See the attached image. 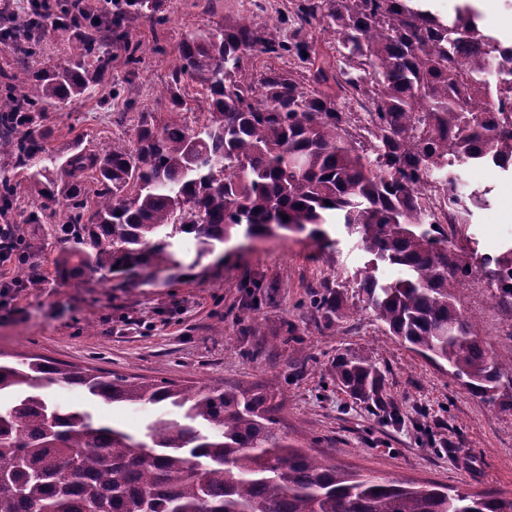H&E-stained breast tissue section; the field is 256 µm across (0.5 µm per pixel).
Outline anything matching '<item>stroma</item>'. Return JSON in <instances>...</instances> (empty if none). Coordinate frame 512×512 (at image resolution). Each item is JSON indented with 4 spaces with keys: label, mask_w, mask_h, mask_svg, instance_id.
Returning <instances> with one entry per match:
<instances>
[{
    "label": "stroma",
    "mask_w": 512,
    "mask_h": 512,
    "mask_svg": "<svg viewBox=\"0 0 512 512\" xmlns=\"http://www.w3.org/2000/svg\"><path fill=\"white\" fill-rule=\"evenodd\" d=\"M153 2L156 21L137 16L128 23L141 45L139 62L128 64L123 49L113 48L103 85L47 112L53 161L78 148L128 141L138 113L165 119L160 91L186 34L245 15L273 24L292 13L294 0ZM463 176L493 187L491 208L478 213L470 231L480 253L497 255L512 242V178L486 167ZM38 199L36 190H21L14 220L41 286L0 288L1 353L184 385L259 384L273 393L277 426L289 440L328 454L339 468L512 499V394L486 403L461 386L447 363L386 335L360 306L353 272L365 257L342 224L330 225L326 245L284 230L254 238L239 232L192 268L134 280L106 271L62 278L56 260L65 241L56 215L63 206L54 204L44 223H25ZM328 288L352 313L330 320L312 305V294ZM486 294L464 288L459 299L479 336L504 353L512 349V317L498 314L500 326L491 330L482 313ZM360 353L371 355L382 374V404L355 399L330 374L336 357Z\"/></svg>",
    "instance_id": "1"
}]
</instances>
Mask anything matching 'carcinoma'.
Wrapping results in <instances>:
<instances>
[{"label":"carcinoma","instance_id":"carcinoma-1","mask_svg":"<svg viewBox=\"0 0 512 512\" xmlns=\"http://www.w3.org/2000/svg\"><path fill=\"white\" fill-rule=\"evenodd\" d=\"M149 3L129 0L105 26L91 13L61 12V26L83 30L79 56L64 66L36 60L49 20L0 25V45L17 54L0 96V155L13 168L0 175V218L21 185L62 182L69 247L57 266L67 277L180 267L178 236L192 241L196 262L239 229L259 237L278 224L321 241L335 212L368 257L354 273L364 307L386 333L446 362L470 393L495 403L499 382L512 378V349L488 347L457 298L478 277L512 314V244L480 258L468 234L492 190L462 182L468 167L512 174V54L498 53L477 8L458 4L446 20L428 0H298L290 40L250 16L190 32L166 85L167 118L142 112L134 139L78 148L51 172L45 115L109 76L112 41L138 63L126 22L131 13L153 19ZM314 23L345 58L338 90L367 101L368 117L323 90L329 77L311 68L299 39ZM284 56L293 66L253 80L260 59ZM190 83L207 102L191 122ZM429 189L443 195L468 250L457 252L434 227ZM55 201L47 191L24 223H43ZM313 304L328 319L349 311L337 291ZM334 369L336 383L360 399L383 391L365 354L338 357ZM59 383L104 407L149 405L161 414L137 437L85 407L51 403L45 392ZM271 399L253 385L183 387L33 357L0 363V512H512V500L496 493L450 495L348 474L288 443L267 415Z\"/></svg>","mask_w":512,"mask_h":512}]
</instances>
